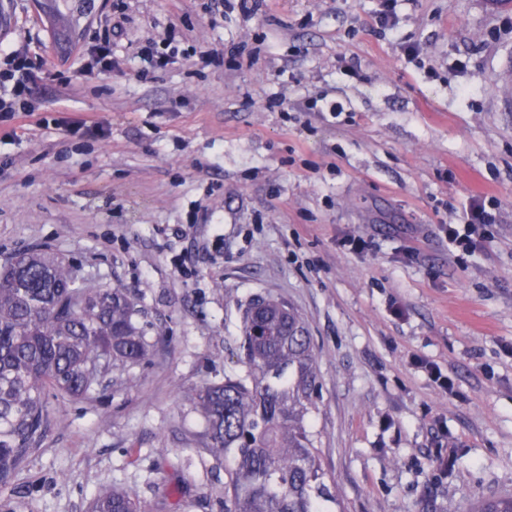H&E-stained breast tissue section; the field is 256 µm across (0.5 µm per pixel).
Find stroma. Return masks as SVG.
Masks as SVG:
<instances>
[{
	"label": "stroma",
	"instance_id": "stroma-1",
	"mask_svg": "<svg viewBox=\"0 0 512 512\" xmlns=\"http://www.w3.org/2000/svg\"><path fill=\"white\" fill-rule=\"evenodd\" d=\"M202 2L67 0L82 36L62 53L33 0H11L0 42L40 71L31 112L0 120V263L47 249L126 288L152 348L110 393L51 400L0 505L88 512L118 483L162 512H222L224 464L182 392L241 372L259 293L308 326L339 512L512 495V0H397L391 30L383 0H263L248 18ZM172 25L181 59L148 68L139 44ZM107 40L121 71L63 81ZM79 120L106 135L72 137ZM476 196L492 222L465 251L439 227Z\"/></svg>",
	"mask_w": 512,
	"mask_h": 512
}]
</instances>
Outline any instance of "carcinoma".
Segmentation results:
<instances>
[{
	"instance_id": "cac0c4a2",
	"label": "carcinoma",
	"mask_w": 512,
	"mask_h": 512,
	"mask_svg": "<svg viewBox=\"0 0 512 512\" xmlns=\"http://www.w3.org/2000/svg\"><path fill=\"white\" fill-rule=\"evenodd\" d=\"M57 43L78 40L59 0H40ZM128 291L81 277L54 252L34 249L0 264V487L11 484L52 420L49 392L87 398L108 375L151 348ZM239 373L185 391L202 418L203 446L224 461V512H330L336 487L320 462V374L303 317L255 295L245 305ZM89 512H155L133 486L96 495ZM471 512H512V495Z\"/></svg>"
}]
</instances>
